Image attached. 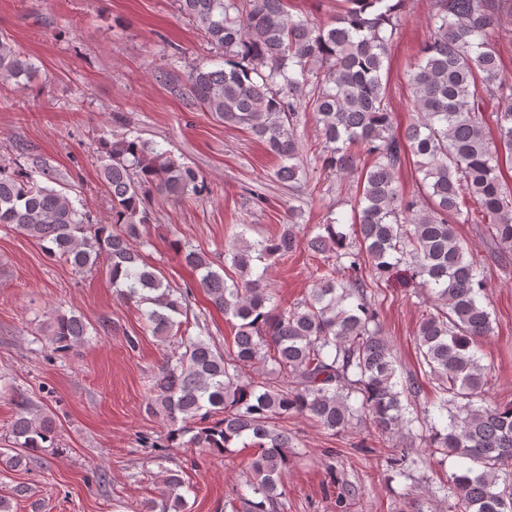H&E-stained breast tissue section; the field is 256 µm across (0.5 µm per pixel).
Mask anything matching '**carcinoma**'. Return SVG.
Listing matches in <instances>:
<instances>
[{"label": "carcinoma", "mask_w": 512, "mask_h": 512, "mask_svg": "<svg viewBox=\"0 0 512 512\" xmlns=\"http://www.w3.org/2000/svg\"><path fill=\"white\" fill-rule=\"evenodd\" d=\"M221 64L194 66L187 75L193 103L224 124L249 130L280 158L274 178L290 187L307 182L303 144L295 129L312 112L321 136L315 162L331 175L354 170L357 151L370 157L354 197L349 225L327 217L301 235L293 220L275 236L252 241L249 225L210 256L173 239L170 246L194 274V286L227 319L237 321L232 348L210 336L180 337L179 352L163 358L147 389L148 412L167 422L166 434L142 439L145 448L255 452L246 486L235 492L233 512H281L283 475L296 443L279 420L304 416L337 434L368 420L387 449L391 468L403 473L398 448L414 423L425 426L426 447L462 460L448 478L454 512H512V402L485 404L488 370L475 341L492 333L487 281L471 248L449 218L472 221L479 205L504 261L512 255V188L501 158L512 159V94L493 45L512 15V0H432L428 38L410 68L416 121L394 126L384 62L398 35L405 0H340L329 21L293 15L288 0H176ZM37 66L0 41V82L30 83ZM497 102L496 137L484 116ZM101 179L111 200L109 219L92 222L70 188L52 186L43 170L0 165V224L14 226L81 275L108 262L112 287L143 310L161 341L188 316L192 288L172 285L133 245L152 221L153 192L175 200L198 195L204 180L152 141L122 135L100 143ZM413 162L419 195L406 197L397 171ZM303 247L323 258L308 295L288 309L266 280L264 262ZM405 265L426 291L415 343L419 364L437 384V425L427 408L413 411V377L398 375L397 361L377 324L371 289ZM88 325L74 313L44 323L48 348L67 353L83 344ZM11 448L0 466H25L31 452L59 448L55 413L18 403L8 428ZM508 475L499 483L501 474ZM184 481L168 470L162 499L147 512H185Z\"/></svg>", "instance_id": "carcinoma-1"}]
</instances>
